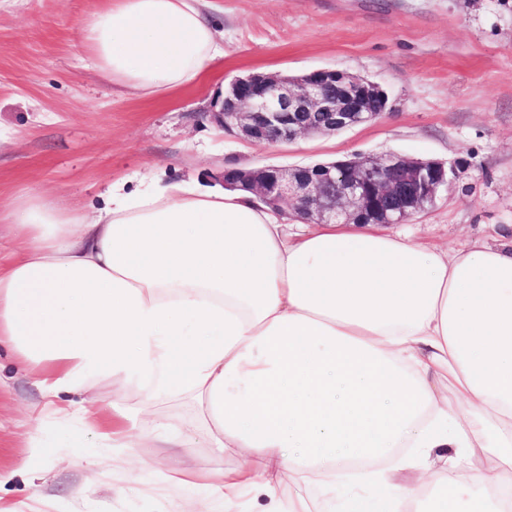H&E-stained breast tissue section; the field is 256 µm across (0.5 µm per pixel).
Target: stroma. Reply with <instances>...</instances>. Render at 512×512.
Listing matches in <instances>:
<instances>
[{"mask_svg":"<svg viewBox=\"0 0 512 512\" xmlns=\"http://www.w3.org/2000/svg\"><path fill=\"white\" fill-rule=\"evenodd\" d=\"M224 58L160 97L112 85L86 62L80 28L104 0H0V258L16 251L11 203L32 191L93 214L113 179L219 187L224 168L295 166L394 152L460 162L450 190L395 234L441 246L512 240V0H207ZM336 68L378 83L372 123L285 144L212 122L218 91L252 73ZM41 398L0 353V499L18 512H180L188 489L143 492L126 464L85 468L91 445L41 425ZM42 429L45 448L28 435Z\"/></svg>","mask_w":512,"mask_h":512,"instance_id":"35a3bbf8","label":"stroma"}]
</instances>
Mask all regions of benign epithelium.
I'll return each instance as SVG.
<instances>
[{"instance_id": "obj_1", "label": "benign epithelium", "mask_w": 512, "mask_h": 512, "mask_svg": "<svg viewBox=\"0 0 512 512\" xmlns=\"http://www.w3.org/2000/svg\"><path fill=\"white\" fill-rule=\"evenodd\" d=\"M370 95L385 92L344 70L317 69L299 79L249 74L228 84L211 119L254 142H293L375 121L379 115L363 106ZM455 174L456 167L440 161L390 152L310 166L228 167L221 179L224 186L247 189L260 203L308 223L389 225L432 206Z\"/></svg>"}]
</instances>
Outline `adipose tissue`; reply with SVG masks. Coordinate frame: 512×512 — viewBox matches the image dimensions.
<instances>
[{
    "label": "adipose tissue",
    "instance_id": "1",
    "mask_svg": "<svg viewBox=\"0 0 512 512\" xmlns=\"http://www.w3.org/2000/svg\"><path fill=\"white\" fill-rule=\"evenodd\" d=\"M91 66L142 96L224 57L203 0H108L81 31ZM0 345L44 420L116 460L170 448L221 512H499L512 484V244L441 249L377 224L289 234L253 195L112 182L94 215L13 205ZM112 387L107 407L87 394ZM184 401L190 418L170 414ZM211 448L230 468L198 469Z\"/></svg>",
    "mask_w": 512,
    "mask_h": 512
}]
</instances>
